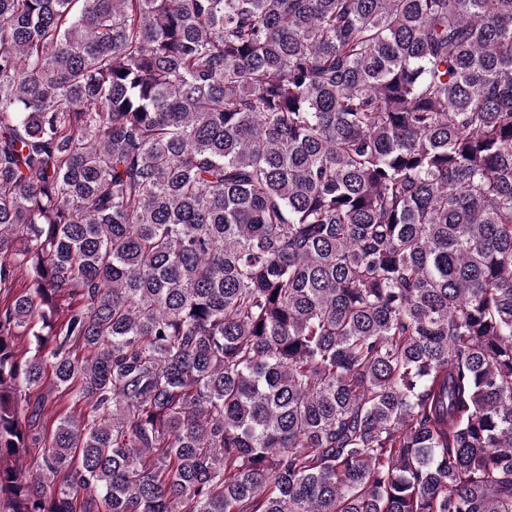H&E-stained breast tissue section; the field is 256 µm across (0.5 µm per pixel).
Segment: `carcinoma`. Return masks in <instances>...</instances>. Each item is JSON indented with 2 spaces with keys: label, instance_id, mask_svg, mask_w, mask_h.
<instances>
[{
  "label": "carcinoma",
  "instance_id": "1",
  "mask_svg": "<svg viewBox=\"0 0 512 512\" xmlns=\"http://www.w3.org/2000/svg\"><path fill=\"white\" fill-rule=\"evenodd\" d=\"M0 499L512 512V0H0ZM84 406V403H81L77 406H74L71 402H61L56 401L55 403L48 402L44 415L41 420V434L46 435L48 434V437L51 435L52 430L54 429L56 425V419L59 417V415L67 412L69 413L73 409L79 410L81 407Z\"/></svg>",
  "mask_w": 512,
  "mask_h": 512
}]
</instances>
